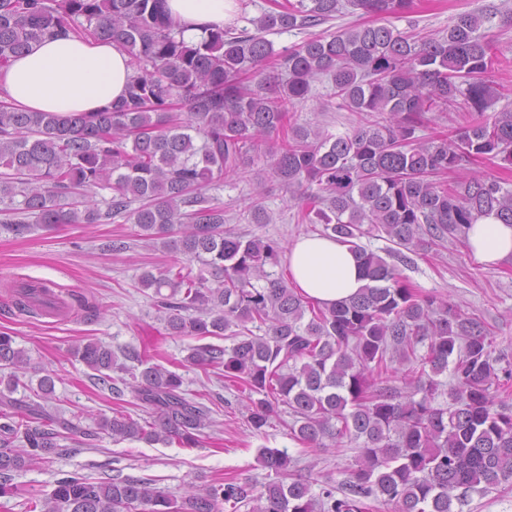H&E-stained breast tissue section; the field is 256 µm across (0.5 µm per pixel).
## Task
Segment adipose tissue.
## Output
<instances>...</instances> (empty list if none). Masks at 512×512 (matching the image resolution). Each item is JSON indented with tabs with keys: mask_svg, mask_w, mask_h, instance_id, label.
Here are the masks:
<instances>
[{
	"mask_svg": "<svg viewBox=\"0 0 512 512\" xmlns=\"http://www.w3.org/2000/svg\"><path fill=\"white\" fill-rule=\"evenodd\" d=\"M186 42L198 43L209 30L234 19L238 0H166ZM131 75L128 55L112 40L47 39L0 69V93L26 112H95L122 98ZM465 241L485 265L512 259V225L484 218L469 225ZM290 280L304 296L330 306L364 285L358 260L348 245L309 235L288 249Z\"/></svg>",
	"mask_w": 512,
	"mask_h": 512,
	"instance_id": "adipose-tissue-1",
	"label": "adipose tissue"
}]
</instances>
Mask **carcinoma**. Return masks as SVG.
<instances>
[{"instance_id":"cac0c4a2","label":"carcinoma","mask_w":512,"mask_h":512,"mask_svg":"<svg viewBox=\"0 0 512 512\" xmlns=\"http://www.w3.org/2000/svg\"><path fill=\"white\" fill-rule=\"evenodd\" d=\"M413 0H285L249 20L187 44L165 0H0V68L53 35L113 39L130 57L126 94L98 112H22L0 104V204L37 224H110L124 218L140 239L199 261L146 271L166 328L175 336L226 338L190 349L187 360L224 371L248 391V423L259 432L279 406L293 417L290 436L315 448L356 445L346 492L319 493L291 466L285 449L262 448L274 478L256 488L226 481L177 499L151 481H92L77 473L55 483L31 512H462L470 492L512 485V408L493 387L512 369L491 356L489 330L477 317L414 290L399 269L360 240L382 233L405 263L464 228L493 217L512 224V187L495 176L453 178L477 159L512 169V109L493 110L512 92L491 73L508 64L477 7L458 14L441 36L400 31L391 19ZM346 11L375 18L277 51L266 34L316 27ZM332 83L331 106L359 115L336 135L295 122L312 83ZM188 107L186 116L179 106ZM461 113L462 123L428 139L416 136L429 112ZM265 146L270 173L307 196L303 218L350 245L368 280L359 294L324 307L289 286L275 268L270 239L224 231V206L206 196L226 175L246 173ZM110 190L101 209L91 195ZM55 303L45 286L23 283L15 306ZM426 350L419 352V347ZM120 397L123 371L99 341L73 349ZM141 366L131 391L148 409L139 424L123 413L95 428L61 421L39 403L10 394L29 364L0 333V497L18 487L14 473L60 450L67 433L86 445L113 439L195 448L212 426L210 408L186 396L182 378L128 351ZM406 364L394 385L389 363ZM448 372L449 402H437Z\"/></svg>"}]
</instances>
